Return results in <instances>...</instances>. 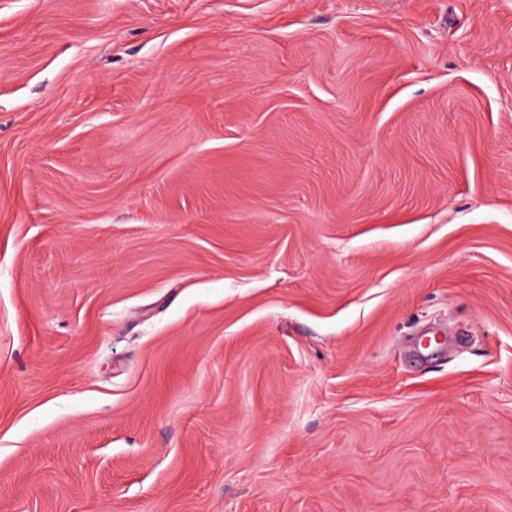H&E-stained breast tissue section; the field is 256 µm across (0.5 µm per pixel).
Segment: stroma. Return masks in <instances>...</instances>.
<instances>
[{"label":"stroma","instance_id":"1","mask_svg":"<svg viewBox=\"0 0 512 512\" xmlns=\"http://www.w3.org/2000/svg\"><path fill=\"white\" fill-rule=\"evenodd\" d=\"M0 512H512V0H0Z\"/></svg>","mask_w":512,"mask_h":512}]
</instances>
